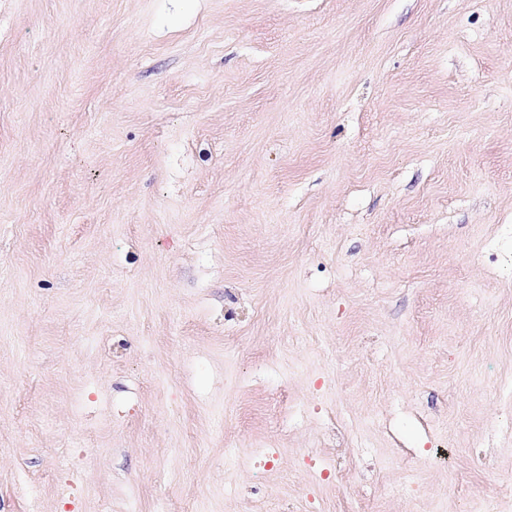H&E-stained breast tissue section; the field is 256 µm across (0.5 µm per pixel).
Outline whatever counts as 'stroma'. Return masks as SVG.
Masks as SVG:
<instances>
[{
  "mask_svg": "<svg viewBox=\"0 0 512 512\" xmlns=\"http://www.w3.org/2000/svg\"><path fill=\"white\" fill-rule=\"evenodd\" d=\"M512 512V0H0V512Z\"/></svg>",
  "mask_w": 512,
  "mask_h": 512,
  "instance_id": "stroma-1",
  "label": "stroma"
}]
</instances>
